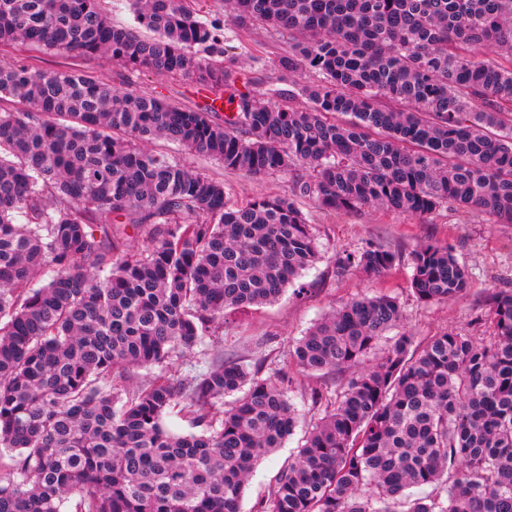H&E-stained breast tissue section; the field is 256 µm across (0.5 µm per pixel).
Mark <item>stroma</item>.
<instances>
[{
  "instance_id": "1",
  "label": "stroma",
  "mask_w": 512,
  "mask_h": 512,
  "mask_svg": "<svg viewBox=\"0 0 512 512\" xmlns=\"http://www.w3.org/2000/svg\"><path fill=\"white\" fill-rule=\"evenodd\" d=\"M239 39L247 52L236 56L232 66L245 70L255 85L273 84L288 91L293 82L310 80L307 72L293 82L280 77L276 63L287 46L266 27L241 32ZM12 60L43 70L80 69L115 87L159 94L176 104L198 106L206 96L203 86L195 81L150 71L131 72L106 56L83 60L21 46L0 51V63ZM178 158L224 182L241 202L285 194L291 187L290 176L281 173L248 176L186 150L180 151ZM300 207L314 227L321 258L275 303L232 315L217 345L225 361L270 375L288 362L296 341L313 323L354 297L379 293L396 297L403 311V328L416 342L445 331L485 336L489 333V294L498 289L512 290V224H502L482 214L468 216L452 207L441 208L423 221L381 209L326 212L306 200L301 201ZM369 243L398 256L394 269L380 277L337 275V256L359 251ZM424 243L449 247L466 264L472 273V285L466 294L445 303L429 304L416 298L410 284L411 258L413 250ZM346 379V373L337 371L295 375L289 397L305 421L298 424L282 448L257 465L246 487L241 512H258L280 469L296 455L307 421L321 417L323 408L314 404V392L338 393Z\"/></svg>"
}]
</instances>
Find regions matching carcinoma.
I'll list each match as a JSON object with an SVG mask.
<instances>
[{
    "label": "carcinoma",
    "instance_id": "carcinoma-1",
    "mask_svg": "<svg viewBox=\"0 0 512 512\" xmlns=\"http://www.w3.org/2000/svg\"><path fill=\"white\" fill-rule=\"evenodd\" d=\"M128 4L133 26L102 0H0L1 48L107 55L215 94L195 110L85 72L0 66L18 103L0 112V512H240L299 422L290 369H355L402 321L389 294L347 302L273 379L207 353L228 314L278 300L317 261L299 200L512 222V0H224L210 21L195 0ZM260 24L287 40L279 70L318 75L288 94L306 107L249 81L221 95L238 79L232 34ZM157 141L289 173L291 194L239 203ZM395 265L373 243L336 259L376 277ZM471 281L450 249H414L421 301ZM489 301V335L416 347L403 331L355 370L263 512H512V291ZM196 350L204 369L172 373ZM139 370L148 382L133 383ZM176 410L195 430L166 426Z\"/></svg>",
    "mask_w": 512,
    "mask_h": 512
}]
</instances>
